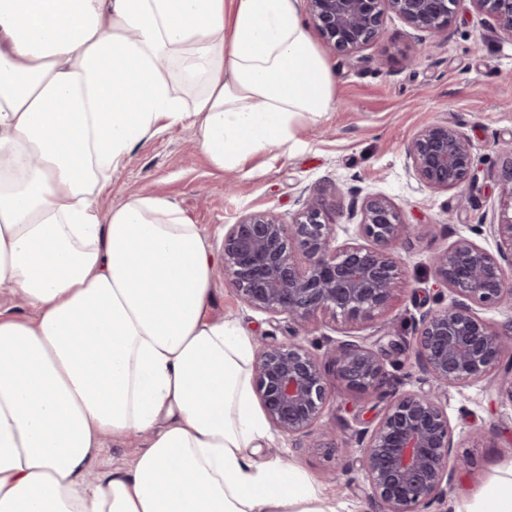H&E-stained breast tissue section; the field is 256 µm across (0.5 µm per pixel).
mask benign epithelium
Wrapping results in <instances>:
<instances>
[{
	"mask_svg": "<svg viewBox=\"0 0 512 512\" xmlns=\"http://www.w3.org/2000/svg\"><path fill=\"white\" fill-rule=\"evenodd\" d=\"M460 0H306L309 22L334 52L351 57L381 40L388 14L428 38L448 36ZM512 38V0H469ZM409 172L431 190L467 189L490 178L475 165L471 141L460 128L433 124L405 148ZM361 215L360 230L372 244H336V219L317 196H309L293 221L272 211L242 216L224 237V273L250 308L288 316V343L262 338L252 362L255 391L273 427L290 436H310L324 409L347 393H382L378 421L360 431L348 448L368 482L378 512H427L448 497L457 466L454 435L443 397L450 388L487 381L512 398V319L499 328L476 309L512 306V217L489 225L496 252L459 239L430 258L437 284L453 297L422 312L415 357L433 387L419 393L385 392L386 361L397 341L374 348L361 336L336 340L323 355L311 335L319 316L362 322L389 304L399 284L395 244L413 231L402 209L381 194L351 204L348 219Z\"/></svg>",
	"mask_w": 512,
	"mask_h": 512,
	"instance_id": "benign-epithelium-1",
	"label": "benign epithelium"
}]
</instances>
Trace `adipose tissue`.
I'll list each match as a JSON object with an SVG mask.
<instances>
[{
    "label": "adipose tissue",
    "instance_id": "adipose-tissue-1",
    "mask_svg": "<svg viewBox=\"0 0 512 512\" xmlns=\"http://www.w3.org/2000/svg\"><path fill=\"white\" fill-rule=\"evenodd\" d=\"M301 0H0V512H336L279 460L213 313L197 225L164 197L97 198L160 122L217 169L284 148L336 103ZM197 85L192 100L168 65ZM149 439L91 472L104 437ZM463 512H512V469ZM0 311L16 318H26L30 314L24 301L13 294L9 288H0Z\"/></svg>",
    "mask_w": 512,
    "mask_h": 512
}]
</instances>
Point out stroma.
Masks as SVG:
<instances>
[{
	"instance_id": "1",
	"label": "stroma",
	"mask_w": 512,
	"mask_h": 512,
	"mask_svg": "<svg viewBox=\"0 0 512 512\" xmlns=\"http://www.w3.org/2000/svg\"><path fill=\"white\" fill-rule=\"evenodd\" d=\"M491 18L462 0L447 38L418 42L414 30L388 15L384 38L353 57L323 49L335 81L336 105L295 131L290 151L264 152L243 167L216 169L185 125L162 129L133 150L100 196L102 208L133 194L162 196L198 225L217 266L214 313L237 323L252 339L289 338L288 318L248 307L221 264L224 236L231 224L253 211L270 210L290 222L300 197L314 193L328 205L348 207L345 190L380 193L401 206L414 235L396 249L402 289L387 313L393 339L402 351L390 356V385L402 392L429 389L414 354V320L435 302H449L439 291L428 261L432 254L467 238L488 250L496 239L485 227L504 215L503 182L497 175L512 164L502 145L512 142V39L492 33ZM423 47L421 61L407 65L406 54ZM445 122L463 130L473 144L476 164L492 176L460 207L454 190L433 191L408 172L404 148L423 128ZM372 395H337L319 420L336 426L335 437L291 436L272 431L263 453L280 457L320 480L325 494L344 512H372L366 479L342 451L356 447L354 416L369 411ZM448 417L455 453L462 458L444 504L446 512L472 499L504 470L512 468V398L481 381L448 391ZM337 471L338 481L325 472Z\"/></svg>"
}]
</instances>
